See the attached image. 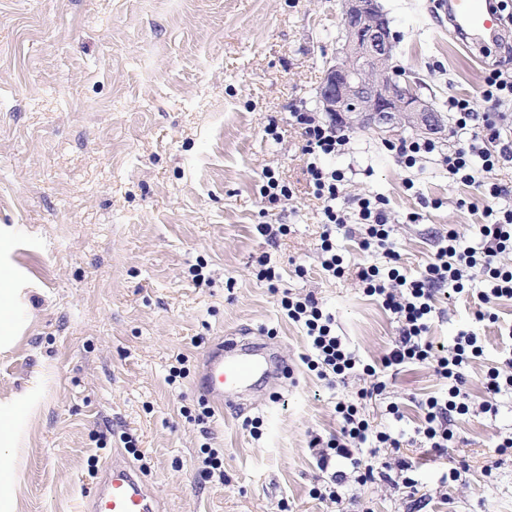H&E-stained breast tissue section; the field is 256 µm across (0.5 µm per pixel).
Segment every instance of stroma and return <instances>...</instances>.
Here are the masks:
<instances>
[{
    "instance_id": "stroma-1",
    "label": "stroma",
    "mask_w": 512,
    "mask_h": 512,
    "mask_svg": "<svg viewBox=\"0 0 512 512\" xmlns=\"http://www.w3.org/2000/svg\"><path fill=\"white\" fill-rule=\"evenodd\" d=\"M381 4L393 66L441 119L449 97L473 92L484 69L512 68L508 54L482 59L462 45L432 0ZM341 10L342 0H0V225L16 240L0 260L34 289L31 323L0 353V397L41 383L23 429L21 512H83L126 435L165 512H512V453L495 449L512 436V393L495 396L493 411L454 416V438L438 454L416 433L421 402L446 390L425 366L386 376L382 395L361 409L402 441L399 452L380 449L375 467L418 462L413 487L379 478L348 484L338 503L310 494L329 478L311 440L335 432L336 403L371 380L331 387L308 372L305 333L284 315L283 293L313 295L368 362L392 348L397 327L353 278L359 263L384 265L380 254L340 234L346 275L322 270L320 203L291 124L294 107L319 109ZM272 123L281 140L266 135ZM344 133L345 153L325 164L344 172L346 195L388 200L403 273L424 270L448 230L461 247H480L481 211L458 204L475 200L474 188L449 183L432 160L401 167L370 128ZM267 168L294 191L281 213L290 231L273 247L255 229ZM424 197L441 207L422 208ZM412 212L420 223H407ZM265 253L271 283L257 277ZM199 264L210 284H195ZM467 287L438 290L428 336L445 345L462 330L480 334L484 352L463 387L478 400L489 368L512 356V301L498 305L497 322H481L483 276ZM225 336L273 343L292 373L200 425L187 417L203 398L200 359ZM179 354L188 375L171 386ZM392 403L399 415L388 413ZM206 443L224 451L223 481L199 475ZM452 470L456 480L442 484Z\"/></svg>"
}]
</instances>
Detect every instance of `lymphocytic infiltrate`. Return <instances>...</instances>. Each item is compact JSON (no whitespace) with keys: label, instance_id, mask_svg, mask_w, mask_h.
<instances>
[{"label":"lymphocytic infiltrate","instance_id":"1","mask_svg":"<svg viewBox=\"0 0 512 512\" xmlns=\"http://www.w3.org/2000/svg\"><path fill=\"white\" fill-rule=\"evenodd\" d=\"M480 101L485 103V110H477ZM507 102L512 103V70L490 69L473 95L448 100L452 131L457 136L467 135L466 145L445 150L431 139H405L395 145L394 152L404 167L411 169L425 159L436 158L447 172L449 182L476 186L484 201L481 247L460 249L458 233L449 232L424 273L416 278L407 277L397 267L399 256L392 247L394 228L386 199L378 195L342 199L344 173L322 164L323 159L344 153L348 144L347 137L336 131L335 113L322 117L297 109L292 114L304 141L302 151L307 157L309 184L315 197L323 203L324 230L320 244L323 270L336 278L345 274L343 260L336 253L333 230L337 227L344 228L347 237L361 251H381L386 267L364 264L358 267L355 277L364 293L380 301L398 323L395 346L380 365L374 366L363 363L337 336L332 315L312 295L283 296L280 305L288 320L298 324L308 339V352L302 361L309 371L330 384L358 372L373 376L381 368L398 370L433 363L436 375L448 380L450 387L446 397H432L423 404L418 432L428 447L439 452L454 437L448 427L449 414L465 415L470 411L467 397L461 391L464 369L471 359L481 356L483 348L479 336L463 330L442 353H434L426 339L434 292L448 284L456 293H463L469 272L478 271L488 283L480 296L484 309L478 312V319L496 320L497 315L492 311L495 301L512 299V266L498 261L500 255L512 252V206L504 203L505 198L512 196V189L489 178L476 180L474 176L478 169L489 174L500 165L512 164V130L504 125L501 112ZM384 387L380 381L372 389L358 391L356 399L337 402L339 432L321 443L317 460L319 468L330 471L331 476L326 485L313 489L315 498L337 502L341 499L339 490L347 482L363 486L371 481L374 468L365 456L366 451L400 449L399 438L373 429L359 410L360 400L381 393Z\"/></svg>","mask_w":512,"mask_h":512}]
</instances>
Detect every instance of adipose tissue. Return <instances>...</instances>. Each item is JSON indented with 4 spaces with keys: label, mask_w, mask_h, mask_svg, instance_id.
Returning <instances> with one entry per match:
<instances>
[{
    "label": "adipose tissue",
    "mask_w": 512,
    "mask_h": 512,
    "mask_svg": "<svg viewBox=\"0 0 512 512\" xmlns=\"http://www.w3.org/2000/svg\"><path fill=\"white\" fill-rule=\"evenodd\" d=\"M25 288L18 281L15 270L0 263V351L9 350L27 327L20 309L29 307ZM37 387L25 393L0 399V512H19L18 490L22 480L19 446L21 428L17 413H30L37 403Z\"/></svg>",
    "instance_id": "1"
}]
</instances>
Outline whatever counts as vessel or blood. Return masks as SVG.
Returning <instances> with one entry per match:
<instances>
[{"instance_id":"1","label":"vessel or blood","mask_w":512,"mask_h":512,"mask_svg":"<svg viewBox=\"0 0 512 512\" xmlns=\"http://www.w3.org/2000/svg\"><path fill=\"white\" fill-rule=\"evenodd\" d=\"M452 26L477 51L500 46L506 33L490 0H445ZM287 374L288 362L267 345L231 340L211 348L200 364L199 385L216 407L239 398L256 378L271 368ZM85 512H163V503L140 472L122 455L106 465L100 481L85 501Z\"/></svg>"}]
</instances>
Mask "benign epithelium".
<instances>
[{
	"mask_svg": "<svg viewBox=\"0 0 512 512\" xmlns=\"http://www.w3.org/2000/svg\"><path fill=\"white\" fill-rule=\"evenodd\" d=\"M342 42L324 73L320 102L347 125L354 121L384 138L407 128L437 129L431 104L391 70V31L378 0H344Z\"/></svg>",
	"mask_w": 512,
	"mask_h": 512,
	"instance_id": "benign-epithelium-1",
	"label": "benign epithelium"
}]
</instances>
